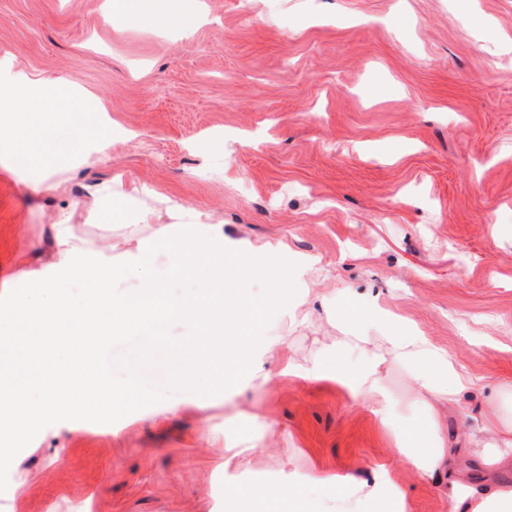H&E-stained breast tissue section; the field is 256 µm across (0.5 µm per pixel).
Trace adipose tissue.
Listing matches in <instances>:
<instances>
[{
    "mask_svg": "<svg viewBox=\"0 0 512 512\" xmlns=\"http://www.w3.org/2000/svg\"><path fill=\"white\" fill-rule=\"evenodd\" d=\"M58 86L55 79L15 77L0 82V144L25 154L31 165L45 171L56 164L49 138L53 124L45 114ZM85 98L84 90L73 89L74 110L68 118L76 144L105 152L110 138L105 127L96 126L89 116ZM140 220L149 226L148 235L138 239L136 247L144 272L137 287L123 292L115 286L127 277L128 266L99 263L75 244L71 224L63 219L56 224L55 264L84 282L89 301L81 310H73L63 290L50 283L40 299L12 310L17 336L0 340V419L7 428L18 431L36 419L80 411L86 403L107 413L133 402L132 389L100 377L93 365L95 345L131 329L160 335L173 318L200 316L209 321L208 333L197 340L198 357L188 376H206L219 391L228 383L259 389L270 382L266 358L278 352L282 340L262 328L268 299L254 294L250 284L266 279L268 270L259 259L278 254L283 242H265L243 252L213 250L212 242L224 237L223 224L204 220L180 205L174 223H150L145 213ZM160 252L175 276L191 277L199 264H207L208 283L195 299L170 297L161 280L146 274ZM330 350L346 357L343 367L330 371L318 360L291 363L289 375L345 388L354 402L369 405L386 426L392 422L394 406L387 379L393 368H405L410 378L408 399L427 417L429 432L423 435L414 427L398 430L391 438L393 453L420 479L448 472V512H512V487L497 483L469 487L453 476L458 451L450 447L446 431L448 412L466 418L465 397L484 388L491 412L484 429L492 438L482 445V460L490 467L512 463V383L483 384L458 370L442 346L414 329L399 334L384 325L373 335L359 329L337 339ZM312 480L325 491L314 505L292 478L273 488L231 480L225 492L237 512H411L406 490L384 464L377 465L370 482L320 469Z\"/></svg>",
    "mask_w": 512,
    "mask_h": 512,
    "instance_id": "ef3b65f1",
    "label": "adipose tissue"
}]
</instances>
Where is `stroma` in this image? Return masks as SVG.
<instances>
[{
    "instance_id": "stroma-1",
    "label": "stroma",
    "mask_w": 512,
    "mask_h": 512,
    "mask_svg": "<svg viewBox=\"0 0 512 512\" xmlns=\"http://www.w3.org/2000/svg\"><path fill=\"white\" fill-rule=\"evenodd\" d=\"M153 2L159 23L116 30L105 0H0V73L83 88L133 134L79 165L58 119L54 186L37 193L41 171L0 153V309L50 282L86 301L52 264L60 219L107 262L142 211L170 223L173 200L223 223L225 246L286 243L271 266L319 258L323 276L301 274L288 294L340 288L366 327L411 324L465 372L512 382V0ZM113 180L151 193L113 205L94 192ZM265 325L283 339L273 379L226 392L173 377L203 322L169 324L176 358L141 330L105 337L100 374L156 396L0 431V512H230L224 460L248 439L240 482L271 487L292 470L307 482L315 462L367 481L387 461L413 512H446V478L397 460L368 408L280 375L317 356L335 369L325 347L340 331L323 308L295 328L273 305ZM448 440L466 484L512 485V464L487 472L453 414Z\"/></svg>"
}]
</instances>
